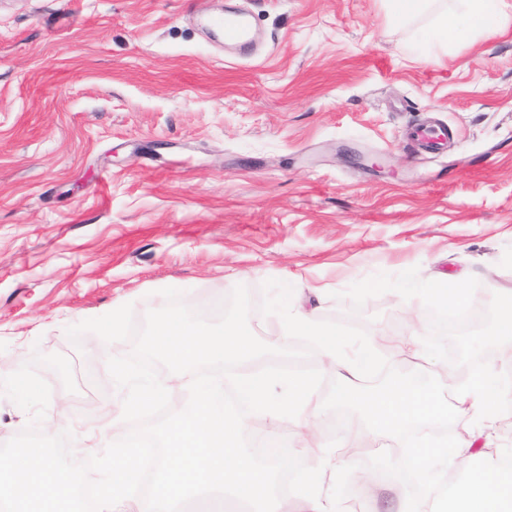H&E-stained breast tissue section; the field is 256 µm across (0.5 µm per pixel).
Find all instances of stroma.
<instances>
[{
    "mask_svg": "<svg viewBox=\"0 0 512 512\" xmlns=\"http://www.w3.org/2000/svg\"><path fill=\"white\" fill-rule=\"evenodd\" d=\"M252 17L256 57L224 54L199 0H0V371L34 352L70 359L68 392L47 367V421L122 404L106 360L128 341L80 345L68 326L162 289L207 319L246 286L298 288L315 320L364 328L388 350L425 337L424 305L388 292L353 312L342 291L385 273L476 278L473 305L512 289V21L438 40L430 17L404 26L382 0H212ZM447 128L436 152L410 133ZM470 450L512 446V429L473 424ZM363 439L343 512H396L397 479L361 497Z\"/></svg>",
    "mask_w": 512,
    "mask_h": 512,
    "instance_id": "35a3bbf8",
    "label": "stroma"
}]
</instances>
